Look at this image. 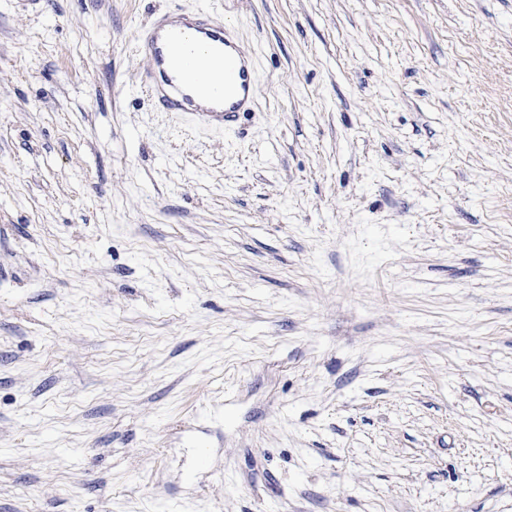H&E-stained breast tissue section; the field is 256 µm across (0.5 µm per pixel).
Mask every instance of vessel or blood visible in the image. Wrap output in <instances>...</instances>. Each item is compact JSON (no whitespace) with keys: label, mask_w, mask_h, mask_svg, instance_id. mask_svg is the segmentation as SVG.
I'll list each match as a JSON object with an SVG mask.
<instances>
[{"label":"vessel or blood","mask_w":512,"mask_h":512,"mask_svg":"<svg viewBox=\"0 0 512 512\" xmlns=\"http://www.w3.org/2000/svg\"><path fill=\"white\" fill-rule=\"evenodd\" d=\"M139 49L148 61L142 84L160 111L230 129L254 102L252 58L212 13L168 14Z\"/></svg>","instance_id":"obj_1"}]
</instances>
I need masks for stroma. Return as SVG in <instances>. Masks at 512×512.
<instances>
[{"label": "stroma", "instance_id": "1", "mask_svg": "<svg viewBox=\"0 0 512 512\" xmlns=\"http://www.w3.org/2000/svg\"><path fill=\"white\" fill-rule=\"evenodd\" d=\"M0 512H512V0H0ZM142 84L162 112H186L225 129L254 102L252 58L212 12L171 13L145 31Z\"/></svg>", "mask_w": 512, "mask_h": 512}]
</instances>
